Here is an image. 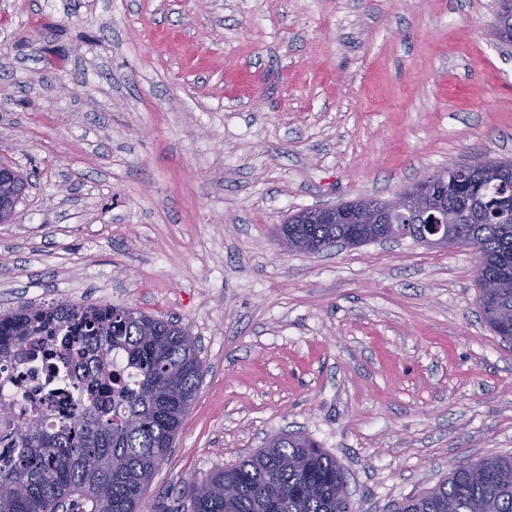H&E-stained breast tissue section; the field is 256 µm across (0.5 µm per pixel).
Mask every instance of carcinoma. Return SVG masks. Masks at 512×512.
Masks as SVG:
<instances>
[{
    "label": "carcinoma",
    "instance_id": "cac0c4a2",
    "mask_svg": "<svg viewBox=\"0 0 512 512\" xmlns=\"http://www.w3.org/2000/svg\"><path fill=\"white\" fill-rule=\"evenodd\" d=\"M434 203L448 210L477 272L496 278L512 260V164L489 178L443 176ZM288 218V234L325 249L351 224H306ZM490 327L512 339V290L478 298ZM119 353L124 365L112 366ZM73 371L81 399L72 416L23 420L0 447V512H57L69 499L77 512H141L145 492L168 459L195 399L204 368L196 341L179 323L120 304H32L0 314V372L26 362ZM345 478L336 458L308 437L273 436L243 462L187 483L190 512H351L340 496ZM238 495L224 499V486ZM396 512H512V456L464 460L438 487L410 497Z\"/></svg>",
    "mask_w": 512,
    "mask_h": 512
}]
</instances>
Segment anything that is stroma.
Listing matches in <instances>:
<instances>
[{"mask_svg":"<svg viewBox=\"0 0 512 512\" xmlns=\"http://www.w3.org/2000/svg\"><path fill=\"white\" fill-rule=\"evenodd\" d=\"M498 0H0V312L123 304L178 321L204 375L143 512L281 433L394 512L512 456V340L468 247L282 254L299 210L512 160ZM478 303L485 319L496 333L512 339V290L488 292L480 295Z\"/></svg>","mask_w":512,"mask_h":512,"instance_id":"obj_1","label":"stroma"}]
</instances>
